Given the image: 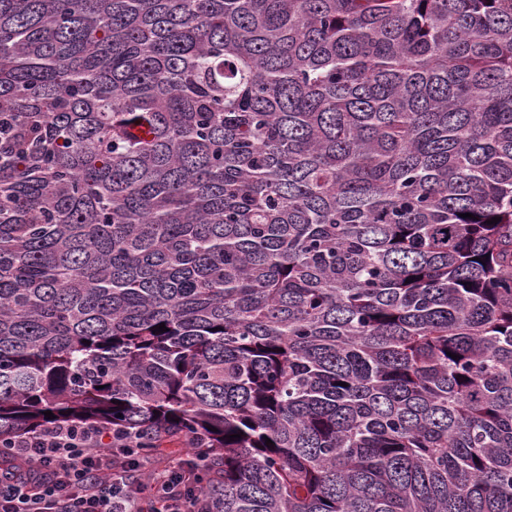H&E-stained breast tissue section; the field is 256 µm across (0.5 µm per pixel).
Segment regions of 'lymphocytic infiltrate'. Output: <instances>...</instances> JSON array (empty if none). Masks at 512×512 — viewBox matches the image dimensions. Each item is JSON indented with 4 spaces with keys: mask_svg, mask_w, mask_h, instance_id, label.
<instances>
[{
    "mask_svg": "<svg viewBox=\"0 0 512 512\" xmlns=\"http://www.w3.org/2000/svg\"><path fill=\"white\" fill-rule=\"evenodd\" d=\"M128 436L93 427H51L15 436L0 469V512H208L184 467H143Z\"/></svg>",
    "mask_w": 512,
    "mask_h": 512,
    "instance_id": "lymphocytic-infiltrate-1",
    "label": "lymphocytic infiltrate"
}]
</instances>
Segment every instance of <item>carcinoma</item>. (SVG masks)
I'll return each instance as SVG.
<instances>
[{
	"label": "carcinoma",
	"instance_id": "carcinoma-1",
	"mask_svg": "<svg viewBox=\"0 0 512 512\" xmlns=\"http://www.w3.org/2000/svg\"><path fill=\"white\" fill-rule=\"evenodd\" d=\"M47 425L210 512H512V0H0V454Z\"/></svg>",
	"mask_w": 512,
	"mask_h": 512
}]
</instances>
